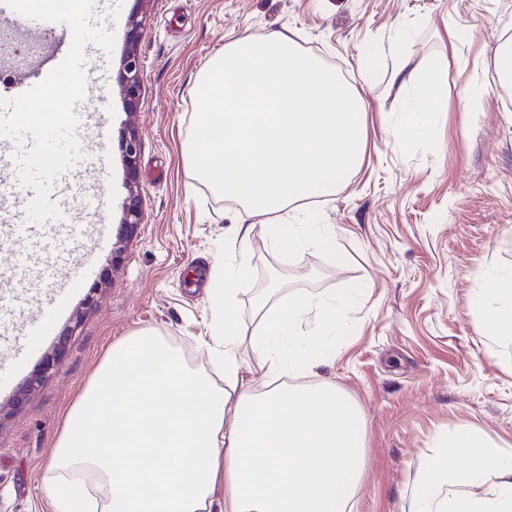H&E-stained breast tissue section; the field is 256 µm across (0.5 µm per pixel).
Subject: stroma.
Returning a JSON list of instances; mask_svg holds the SVG:
<instances>
[{
	"mask_svg": "<svg viewBox=\"0 0 512 512\" xmlns=\"http://www.w3.org/2000/svg\"><path fill=\"white\" fill-rule=\"evenodd\" d=\"M104 82L86 86L107 127L109 168L97 185L101 211L75 205L87 235L104 232L94 271L41 354L67 346L42 388L11 399L28 376L0 386V512H42L49 464L67 410L112 345L157 333L186 366L223 385L205 341L213 300L195 274L245 263L237 318L248 338L263 313L303 297L335 298L345 333L335 353L296 386L332 384L365 427V464L353 512H416L426 463L448 457L449 435L467 430L512 455V343L490 336L475 305L487 274L512 269V0H121ZM141 27L128 41V21ZM287 34L296 48L341 78L366 106V143L335 191L297 207L328 225L345 255L310 246L282 254L270 240L276 214L250 216L248 243L234 226L243 209L197 177L187 155L197 78L235 39ZM431 85L435 105L423 134H398L415 107L389 61ZM136 46L142 101L128 107L121 59ZM140 138L136 175L123 157ZM137 190L143 224L123 228Z\"/></svg>",
	"mask_w": 512,
	"mask_h": 512,
	"instance_id": "1",
	"label": "stroma"
}]
</instances>
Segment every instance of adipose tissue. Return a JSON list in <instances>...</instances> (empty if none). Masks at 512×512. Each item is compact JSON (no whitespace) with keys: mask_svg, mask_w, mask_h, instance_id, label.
<instances>
[{"mask_svg":"<svg viewBox=\"0 0 512 512\" xmlns=\"http://www.w3.org/2000/svg\"><path fill=\"white\" fill-rule=\"evenodd\" d=\"M419 102L399 133L425 127L432 92L396 67ZM246 265L212 276L209 288L224 350L223 386L186 368L163 338L139 331L113 346L70 410L51 463L47 512H351L363 474V426L348 401L327 385L291 387L331 353L342 332L335 301L299 300L268 309L250 342L259 363L243 365L236 316ZM476 305L490 333L512 341V270L488 274ZM314 336L298 328L308 310ZM260 368L267 383L253 388ZM95 472L102 498L81 482ZM488 483L484 495L459 492ZM448 484L446 498L438 488ZM421 512H512V456L486 447L475 466L431 461L418 487Z\"/></svg>","mask_w":512,"mask_h":512,"instance_id":"1","label":"adipose tissue"}]
</instances>
